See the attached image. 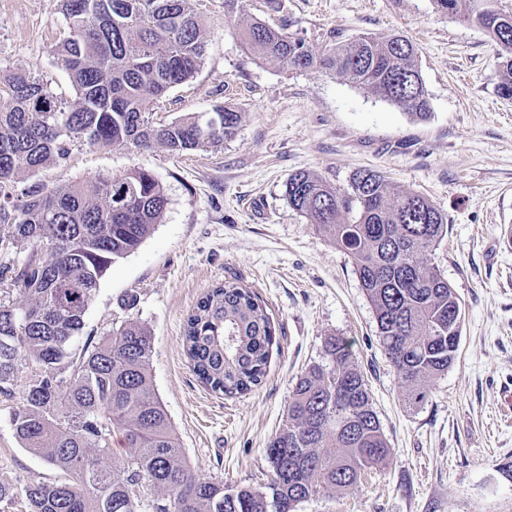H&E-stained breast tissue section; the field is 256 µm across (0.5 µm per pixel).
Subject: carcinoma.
Returning <instances> with one entry per match:
<instances>
[{
	"label": "carcinoma",
	"mask_w": 512,
	"mask_h": 512,
	"mask_svg": "<svg viewBox=\"0 0 512 512\" xmlns=\"http://www.w3.org/2000/svg\"><path fill=\"white\" fill-rule=\"evenodd\" d=\"M62 2L69 34L55 54L77 99L25 71L0 88V395H12L31 367L11 424L23 447L70 476L24 485L29 512H296L324 490L351 489L391 448L346 338H329L325 362L297 377L285 424L267 445L272 475L261 488L193 475L151 380L153 337L144 324L127 321L77 346L100 280L151 234L168 198L149 171L133 169L35 190L11 211L15 177L63 163L76 144L201 149L232 138L244 113L223 104L171 123L150 120V103L203 63L204 29L188 0ZM472 3L435 0L491 36L502 58L499 91L512 99V13ZM243 38L284 69L320 66L416 118L430 114L415 46L404 36H361L322 55L262 21ZM285 196L350 256L407 401L424 402L430 380L456 358L463 320L454 288L429 263L446 217L421 194L391 192L372 170L357 172L349 191L298 172ZM14 291L26 303L10 300ZM183 345L212 392L247 394L267 375L276 329L252 288L224 282L188 314ZM116 435L131 449L119 470L105 465Z\"/></svg>",
	"instance_id": "carcinoma-1"
}]
</instances>
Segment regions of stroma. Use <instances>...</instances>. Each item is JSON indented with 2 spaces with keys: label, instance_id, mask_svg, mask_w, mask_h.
Here are the masks:
<instances>
[{
  "label": "stroma",
  "instance_id": "1",
  "mask_svg": "<svg viewBox=\"0 0 512 512\" xmlns=\"http://www.w3.org/2000/svg\"><path fill=\"white\" fill-rule=\"evenodd\" d=\"M206 37L188 82L151 105L161 123L220 103L244 119L236 136L175 153L99 143L75 145L66 162L18 176L15 201L63 180L91 182L144 169L168 205L137 250L102 278L86 314L100 336L135 319L154 340L155 391L199 478L263 486L267 444L284 422L295 378L322 362L333 336L351 340L392 450L349 491L323 492L298 512H512V99L498 85L501 58L473 21L439 13L433 0H190ZM260 19L302 38L314 53L361 34L410 39L430 101L420 121L325 69L285 70L249 51L242 31ZM68 25L60 0H0V82L25 70L75 100L54 47ZM397 193L429 198L448 220L431 255L458 294L456 360L409 404L379 343L374 309L351 259L290 207L291 175L307 171L348 188L361 170ZM253 288L273 318L279 350L264 383L245 395L208 391L182 347L187 315L207 288ZM22 388L0 396V484L64 480L23 448L10 417Z\"/></svg>",
  "mask_w": 512,
  "mask_h": 512
}]
</instances>
